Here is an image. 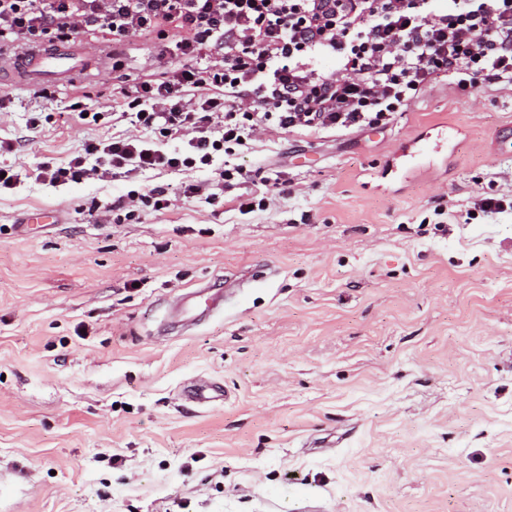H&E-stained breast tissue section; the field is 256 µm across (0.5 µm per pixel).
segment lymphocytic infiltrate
I'll list each match as a JSON object with an SVG mask.
<instances>
[{
	"label": "lymphocytic infiltrate",
	"instance_id": "obj_1",
	"mask_svg": "<svg viewBox=\"0 0 512 512\" xmlns=\"http://www.w3.org/2000/svg\"><path fill=\"white\" fill-rule=\"evenodd\" d=\"M136 36L163 40L181 65L124 90V103L189 152L91 140L38 180L207 165L265 131L384 125L440 82L512 87V0H0V49L81 37L117 53ZM325 55L334 70L317 68Z\"/></svg>",
	"mask_w": 512,
	"mask_h": 512
}]
</instances>
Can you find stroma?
<instances>
[{"mask_svg":"<svg viewBox=\"0 0 512 512\" xmlns=\"http://www.w3.org/2000/svg\"><path fill=\"white\" fill-rule=\"evenodd\" d=\"M159 65L136 37L69 80L0 86V166L20 174L0 190V512H512V214L453 219L512 197V90L440 83L379 129L36 180L88 140L186 151L118 105ZM78 91L103 120L64 116ZM439 126L446 154L388 173ZM228 162L289 195L239 211ZM153 188L169 209L97 214ZM230 278L223 311L162 336L179 295ZM199 381L223 401L186 400Z\"/></svg>","mask_w":512,"mask_h":512,"instance_id":"obj_1","label":"stroma"}]
</instances>
